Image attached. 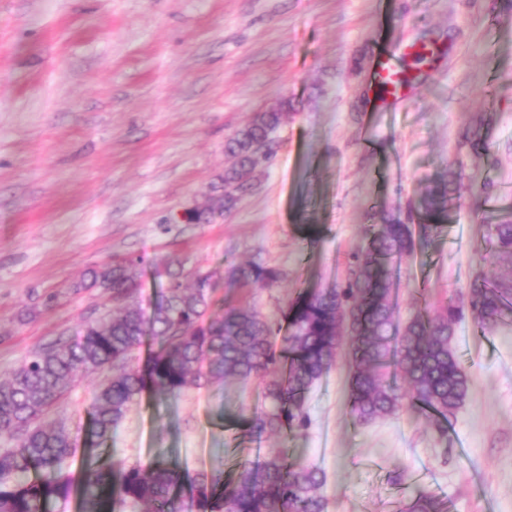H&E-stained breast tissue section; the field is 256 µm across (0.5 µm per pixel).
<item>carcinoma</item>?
<instances>
[{"label":"carcinoma","mask_w":512,"mask_h":512,"mask_svg":"<svg viewBox=\"0 0 512 512\" xmlns=\"http://www.w3.org/2000/svg\"><path fill=\"white\" fill-rule=\"evenodd\" d=\"M289 102L258 112L225 144L224 192L193 212L209 222L230 210L237 193L252 185L256 157L288 118ZM481 117L464 133L472 152L487 151ZM460 171L433 182L419 210L388 212L364 228L366 246L352 256L346 284L305 288L288 302L283 322L262 317L252 306L213 310L217 270L197 269L185 283L165 270L166 287L145 311L138 302L137 264H103L90 271L89 286L112 289V311L85 324L73 341L33 350L0 381V512H48L75 498L80 512H327L324 471L292 462L281 451L244 463L233 478L221 473H183L155 460L128 466L120 460L76 477L64 467L75 435L63 418L48 419L81 374L102 373L93 397L85 442L91 449L112 440L129 407L148 390L165 397L190 387L228 379L264 378L265 409L244 420L263 434L303 430L308 394L347 349L349 408L366 423L418 409L440 434L465 402L470 376L454 349V325L469 310L486 331L512 314V278L474 277L466 299L440 310L416 313L400 324L392 288L393 261L440 235L457 206ZM418 223L413 233L412 223ZM487 242L502 259H512V219L489 227ZM225 277L235 286L270 287L279 271L262 263L234 264ZM281 344L275 337L281 330ZM154 349L145 369L132 365L146 338ZM404 512H442L430 493L412 498Z\"/></svg>","instance_id":"obj_1"}]
</instances>
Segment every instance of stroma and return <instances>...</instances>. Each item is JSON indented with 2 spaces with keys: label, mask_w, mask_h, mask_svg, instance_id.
Listing matches in <instances>:
<instances>
[{
  "label": "stroma",
  "mask_w": 512,
  "mask_h": 512,
  "mask_svg": "<svg viewBox=\"0 0 512 512\" xmlns=\"http://www.w3.org/2000/svg\"><path fill=\"white\" fill-rule=\"evenodd\" d=\"M401 42L431 55L409 97L382 110L375 56ZM287 100L255 187L211 222L181 223L221 185L227 138ZM482 115L489 151L477 155L463 134ZM452 166L455 239L393 264L403 321L460 301L476 275L512 278L486 245L488 223L512 214L502 0H0V379L111 310L109 290L79 286L105 262L138 260L145 304L166 263L276 267L274 286L243 294L221 280L214 299H244L277 320L300 289L343 286L365 225L417 208ZM454 348L470 385L444 438L409 410L356 423L341 356L308 395L305 430L247 433L259 379L170 400L147 392L96 461L231 474L283 449L325 472L328 512H401L421 492L446 512H512V320L481 334L464 317ZM100 379L83 377L61 403L71 428L85 427Z\"/></svg>",
  "instance_id": "1"
}]
</instances>
